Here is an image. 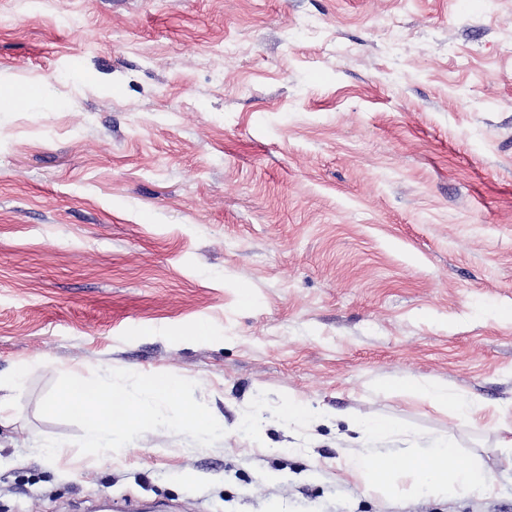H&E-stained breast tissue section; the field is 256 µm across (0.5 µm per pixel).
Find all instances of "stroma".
Returning <instances> with one entry per match:
<instances>
[{
	"label": "stroma",
	"instance_id": "stroma-1",
	"mask_svg": "<svg viewBox=\"0 0 512 512\" xmlns=\"http://www.w3.org/2000/svg\"><path fill=\"white\" fill-rule=\"evenodd\" d=\"M21 88L0 512H512V0H0V95ZM112 369L196 382L225 436L80 454L40 402ZM379 417L382 452L450 434L490 484L362 492L348 423ZM419 390L427 395L434 405L445 408L465 410L474 420V416L482 408V405L475 402H467L448 384H441L433 381H422L409 387Z\"/></svg>",
	"mask_w": 512,
	"mask_h": 512
}]
</instances>
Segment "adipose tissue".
Wrapping results in <instances>:
<instances>
[{
    "mask_svg": "<svg viewBox=\"0 0 512 512\" xmlns=\"http://www.w3.org/2000/svg\"><path fill=\"white\" fill-rule=\"evenodd\" d=\"M347 462L353 471L368 474L373 489H391L401 475L410 477L414 493L432 495H444L460 486L482 487L491 480L490 473L463 458L449 438L435 441L431 448L410 458L364 448L353 452Z\"/></svg>",
    "mask_w": 512,
    "mask_h": 512,
    "instance_id": "ef3b65f1",
    "label": "adipose tissue"
}]
</instances>
